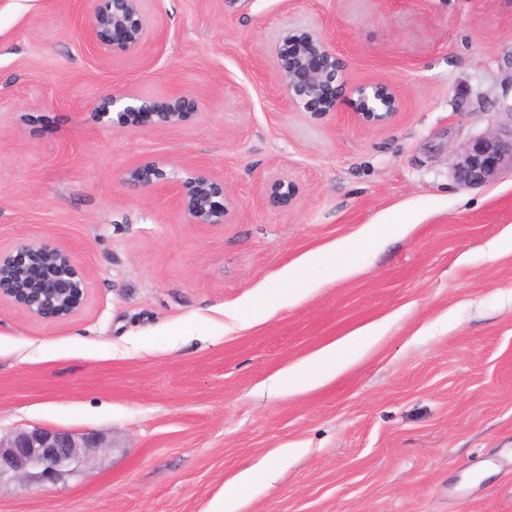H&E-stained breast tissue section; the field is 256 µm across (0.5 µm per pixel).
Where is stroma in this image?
I'll return each instance as SVG.
<instances>
[{"label": "stroma", "mask_w": 512, "mask_h": 512, "mask_svg": "<svg viewBox=\"0 0 512 512\" xmlns=\"http://www.w3.org/2000/svg\"><path fill=\"white\" fill-rule=\"evenodd\" d=\"M156 37L115 56L85 37L90 0H0V245L47 240L86 269L62 322L0 305V435L104 442L57 484L0 480V512H207L260 464L235 512H512V172L476 189L452 152L512 122V0H144ZM329 38L347 86L402 105L319 118L274 66L283 26ZM193 97L197 116L125 134L100 98ZM224 182L227 223H186L170 189H129L143 159ZM297 191L268 202L273 183ZM372 230L382 245L299 302L269 281ZM255 325L224 330L225 310ZM336 377L273 376L370 324ZM354 114L365 126L388 124L396 116L400 99L395 90L384 82H372L352 91Z\"/></svg>", "instance_id": "35a3bbf8"}]
</instances>
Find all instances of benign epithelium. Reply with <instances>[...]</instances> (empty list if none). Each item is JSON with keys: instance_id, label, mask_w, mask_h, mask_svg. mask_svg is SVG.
<instances>
[{"instance_id": "benign-epithelium-1", "label": "benign epithelium", "mask_w": 512, "mask_h": 512, "mask_svg": "<svg viewBox=\"0 0 512 512\" xmlns=\"http://www.w3.org/2000/svg\"><path fill=\"white\" fill-rule=\"evenodd\" d=\"M94 3L86 39L114 55L134 53L151 35L144 0H91ZM275 60L279 83L288 99L318 117L334 114L346 88L337 83L345 60L329 40L319 34L288 27L281 31ZM354 114L365 126H380L396 116L400 99L384 82L355 88ZM195 101L173 94L163 101L114 91L95 108L96 123L123 133L174 129L196 115ZM453 175L463 188H479L512 171V122L469 139L453 151ZM121 181L128 187L168 186L179 196L188 224L226 223L233 203L224 182L204 169L192 170L183 180H173L155 162L127 168ZM296 195L292 185L275 184L270 202L290 204ZM88 298L85 268L75 253L47 241L0 247V302L19 306L46 321H62L78 315ZM102 447L91 433L33 428L0 437V479L12 475L34 483L55 484L80 471L79 463Z\"/></svg>"}]
</instances>
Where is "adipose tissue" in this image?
Returning <instances> with one entry per match:
<instances>
[{"label": "adipose tissue", "instance_id": "1", "mask_svg": "<svg viewBox=\"0 0 512 512\" xmlns=\"http://www.w3.org/2000/svg\"><path fill=\"white\" fill-rule=\"evenodd\" d=\"M378 243V237L368 231L340 241L329 250L311 255L307 264L322 268L328 280L332 281L349 273V258L353 253L372 250ZM384 332L385 326L381 323L353 332L343 342L331 345L312 358L281 372L273 383L274 389L292 393L303 390L313 377H332L337 371L359 361Z\"/></svg>", "mask_w": 512, "mask_h": 512}]
</instances>
